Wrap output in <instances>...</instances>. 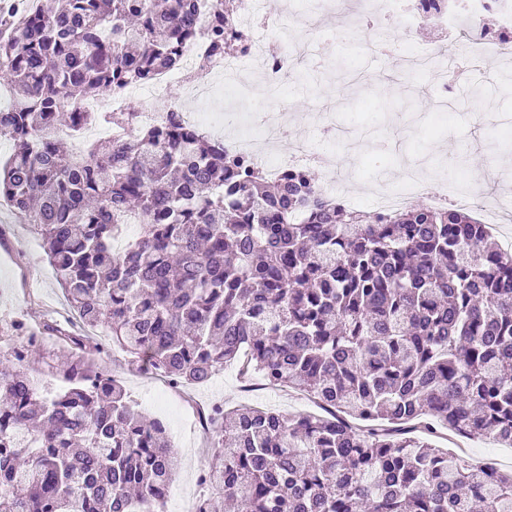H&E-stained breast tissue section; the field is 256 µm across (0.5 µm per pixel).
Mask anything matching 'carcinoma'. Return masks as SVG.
I'll use <instances>...</instances> for the list:
<instances>
[{"instance_id":"carcinoma-1","label":"carcinoma","mask_w":512,"mask_h":512,"mask_svg":"<svg viewBox=\"0 0 512 512\" xmlns=\"http://www.w3.org/2000/svg\"><path fill=\"white\" fill-rule=\"evenodd\" d=\"M207 0H14L0 16V203L40 235L87 351L52 395L0 356V512H166L165 427L91 363L107 330L178 386L246 357L321 413L211 407L198 512H512V473L430 439L440 426L512 448V253L462 208L392 217L324 200L310 171L275 181L177 116L77 104L181 65ZM129 134L64 154L99 120ZM136 216L140 236L112 243Z\"/></svg>"}]
</instances>
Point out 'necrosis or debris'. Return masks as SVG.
<instances>
[{
    "label": "necrosis or debris",
    "instance_id": "1",
    "mask_svg": "<svg viewBox=\"0 0 512 512\" xmlns=\"http://www.w3.org/2000/svg\"><path fill=\"white\" fill-rule=\"evenodd\" d=\"M297 8L275 13L265 11L261 0H237L236 23L233 27L238 38L233 55L220 59L219 66L224 73V85L235 91L254 93L262 91L265 97L278 100L274 112L257 110L248 113L247 119L254 126L251 134L227 137L226 133H216V140L234 154L246 158L254 167L271 179L307 169H317L323 174L320 190L326 200L337 204H348L349 199L340 179L336 164L337 151L346 147V140L336 129L334 113L317 114L314 121L315 140L294 141L290 138L287 115L291 104L281 97L280 91L295 59L310 56L319 65H326L331 59L335 45L351 42L358 29L351 22L330 29L321 26L319 20L338 9V0H297ZM371 11L377 15L381 26L367 46L373 56L389 54L400 58L412 77L429 75L431 84L440 94L453 91L448 81V68L436 64L432 53L416 48L411 42L395 43L386 35L388 26L411 31L423 22L426 14L422 0H371ZM496 10L500 19V37L490 38L481 31L480 20L488 10ZM456 16L466 18L469 27L463 35L465 42L464 58L474 67H484L491 62L512 55V0H457ZM224 4L222 0H212L210 8L204 12L200 27L203 38L185 45L184 65L178 71V78L186 82L187 97L200 98L209 91L200 69L201 58L208 49L207 32L213 25L223 23ZM262 26L274 30L282 40L280 47L264 48L255 37L253 29ZM291 141L288 153H281L283 141ZM431 184L422 177L416 163H408L405 181L394 189H388L373 204V210L390 213L405 206L409 195L431 196L434 205L447 204L444 194H430Z\"/></svg>",
    "mask_w": 512,
    "mask_h": 512
}]
</instances>
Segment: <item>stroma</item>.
<instances>
[{
    "label": "stroma",
    "mask_w": 512,
    "mask_h": 512,
    "mask_svg": "<svg viewBox=\"0 0 512 512\" xmlns=\"http://www.w3.org/2000/svg\"><path fill=\"white\" fill-rule=\"evenodd\" d=\"M335 58L357 62L360 81H317L308 64L288 78L285 90L295 106L291 120L298 137H309L316 112L335 113L337 125L357 134L358 149L342 153L339 162L353 180L350 192L359 203L369 204L375 193L399 186L404 178L401 158L407 153L425 156L429 176L446 184L449 195L468 193V177L477 172L486 198L512 191V180L503 178L501 168L490 163L494 157L512 159V131L501 123L503 116L512 117V62L472 71L442 114L434 104L429 79L411 80L396 58L368 56L360 45L337 50ZM0 226L5 229L0 237V352L6 353L14 344L12 324L34 325L53 318L66 327L72 316L33 227L4 205H0ZM99 341L96 364L122 382L148 418H168L172 429L178 430L173 444L179 473L166 510L187 512L200 493L196 474L208 463V439L196 435L182 413L155 401L149 372L113 347L107 336ZM184 400L227 408L265 406L284 414L313 408L297 389L273 394L245 391L231 367L206 385L186 390Z\"/></svg>",
    "instance_id": "obj_1"
}]
</instances>
